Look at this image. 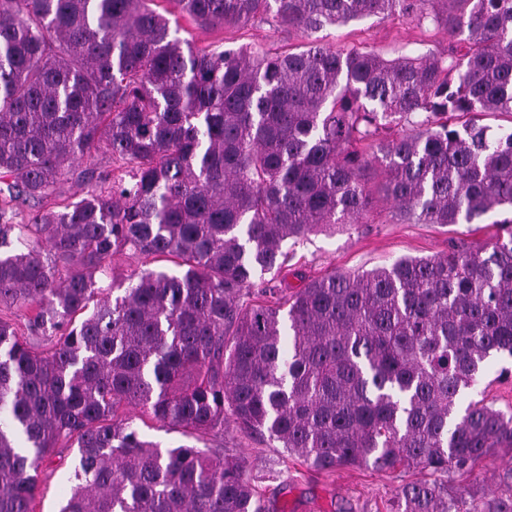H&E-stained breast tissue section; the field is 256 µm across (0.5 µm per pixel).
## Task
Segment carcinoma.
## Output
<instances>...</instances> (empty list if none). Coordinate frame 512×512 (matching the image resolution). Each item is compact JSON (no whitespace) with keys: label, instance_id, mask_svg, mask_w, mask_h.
Segmentation results:
<instances>
[{"label":"carcinoma","instance_id":"carcinoma-1","mask_svg":"<svg viewBox=\"0 0 512 512\" xmlns=\"http://www.w3.org/2000/svg\"><path fill=\"white\" fill-rule=\"evenodd\" d=\"M151 2L0 0V246L24 247L0 256V512H33L58 447L79 452L59 512H266L239 457L162 449L122 407L221 441L229 415L315 470L432 475L395 512H512V468L490 498L456 483L512 451V412L458 404L512 358V128L483 124L512 117V0H172L205 28L448 33L395 59L198 48ZM93 151L109 168L76 171ZM371 167L407 224L503 218L483 244L284 288L285 240L367 222ZM126 251L181 271L96 286Z\"/></svg>","mask_w":512,"mask_h":512}]
</instances>
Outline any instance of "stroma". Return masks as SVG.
<instances>
[{"mask_svg": "<svg viewBox=\"0 0 512 512\" xmlns=\"http://www.w3.org/2000/svg\"><path fill=\"white\" fill-rule=\"evenodd\" d=\"M179 35L201 48L256 44L281 52L307 44L301 32L279 27L275 22H257L243 29H205L189 17L178 16ZM314 38L336 49L374 51L394 59L413 51L442 50L448 45L444 30L418 24L406 17H369L348 25L316 32ZM466 225L405 224L397 220L391 202L376 198L364 224L337 228L336 232L310 235L297 242L286 241L291 267L322 276L331 271L357 274L390 265L401 257H426L446 252L448 240L461 237ZM510 359L489 360L483 381L487 391L470 389L466 398L486 396L494 408L512 410V376L500 379ZM224 445L244 458L246 471L276 512H392L402 484L423 479L420 471L406 474L377 472L366 468L339 467L313 471L301 458L284 456L282 449L259 436L240 431L233 419L224 423ZM77 454L73 448H58L38 468L35 512H57L70 488L69 477Z\"/></svg>", "mask_w": 512, "mask_h": 512, "instance_id": "1", "label": "stroma"}]
</instances>
